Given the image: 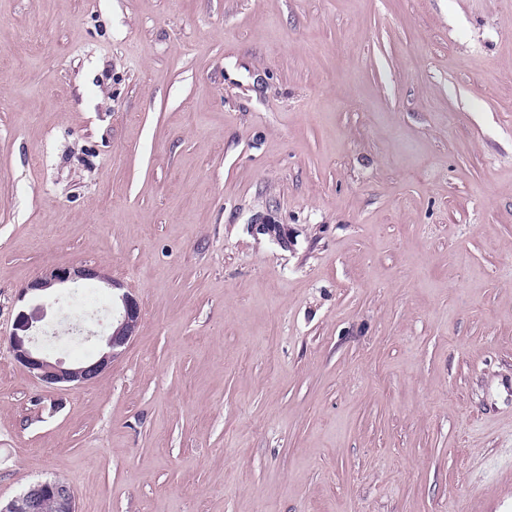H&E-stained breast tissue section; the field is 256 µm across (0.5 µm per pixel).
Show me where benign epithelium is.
I'll list each match as a JSON object with an SVG mask.
<instances>
[{"label":"benign epithelium","mask_w":512,"mask_h":512,"mask_svg":"<svg viewBox=\"0 0 512 512\" xmlns=\"http://www.w3.org/2000/svg\"><path fill=\"white\" fill-rule=\"evenodd\" d=\"M79 280H99L113 288L116 287L109 277L92 265L52 266L31 281L23 289L21 297L31 294L40 301H46L50 299V291L56 286ZM121 304L120 318L106 339L108 351L96 360L78 365H68L61 358L51 359L45 348L39 345V337L35 336L33 331L36 330L35 323L42 319L39 309L43 308V305H37L30 313L24 309L19 310L10 336L15 360L47 387L64 383L80 385L97 378L119 354V349L126 346L135 336L139 324L138 300L126 292L121 295ZM22 499L27 502L28 512H78L73 489L59 478L31 484L22 494Z\"/></svg>","instance_id":"obj_1"}]
</instances>
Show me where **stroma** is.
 Returning a JSON list of instances; mask_svg holds the SVG:
<instances>
[{
    "instance_id": "obj_1",
    "label": "stroma",
    "mask_w": 512,
    "mask_h": 512,
    "mask_svg": "<svg viewBox=\"0 0 512 512\" xmlns=\"http://www.w3.org/2000/svg\"><path fill=\"white\" fill-rule=\"evenodd\" d=\"M276 233L260 234L258 224ZM112 283L141 307L94 380ZM512 0H0V500L507 512ZM79 280L108 282L109 277L92 265L52 266L45 269L40 276L36 277L23 289L20 300L23 301L28 294H31L40 301H47L51 297L50 291L55 289L57 285L68 282L75 283ZM122 311L112 333L106 339L108 352H104L98 359L86 361L78 365H68L62 358L52 360L43 346H36L39 337L33 334L36 330L34 323L40 321L42 316L38 304L32 312L20 309L15 316L13 332L10 336L11 350L15 360L26 368L36 379L47 387H55L64 383L80 385L91 381L105 370L131 338L135 336L140 319V304L129 292L121 295ZM21 496L28 512H78L73 489L59 478L32 483ZM23 500H0V512H26Z\"/></svg>"
}]
</instances>
